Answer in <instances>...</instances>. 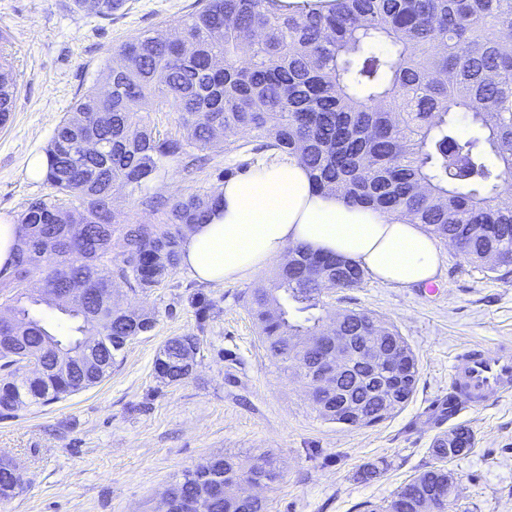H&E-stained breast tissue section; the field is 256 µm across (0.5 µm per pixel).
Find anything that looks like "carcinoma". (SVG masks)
<instances>
[{"label":"carcinoma","instance_id":"1","mask_svg":"<svg viewBox=\"0 0 512 512\" xmlns=\"http://www.w3.org/2000/svg\"><path fill=\"white\" fill-rule=\"evenodd\" d=\"M276 0H203L183 20L180 34L138 35L125 42L103 70V91H88L56 127L46 148V180L53 192L30 203L21 231L30 249H17L13 270L0 281V312L16 322L0 327V414L51 404L102 383L132 336L153 330L156 314L124 307L119 290L103 282L105 267L133 292L150 293L180 265L186 231L206 221L216 194L175 201L157 224H128L112 202L120 183L128 196L155 206L148 184L185 147L206 151L243 148L250 131L259 149L296 157L316 186L351 204L408 217L435 237L455 243L471 263L489 272L512 267V0H337L327 15L280 12ZM177 114L180 139L159 138L150 113ZM469 121L477 137H458L449 125ZM93 128L98 149H85ZM494 154L498 165L487 163ZM74 198L67 207L60 198ZM295 247L268 283L251 289L248 310L261 346L283 371L304 380L308 351L294 339L324 334L331 317L328 287L354 288L364 270L348 261ZM38 277L50 288L101 291L78 309L53 298L37 300L20 286ZM45 304L73 321L72 336L52 334L31 308ZM366 312L346 309L339 328L354 334ZM371 345L401 347L408 364L397 405L413 397L417 359L397 328L378 321ZM200 348L195 335L174 336L161 347L154 370L166 385L187 379ZM33 358L39 373L11 369L14 357ZM319 417L348 427L382 422L336 415V396L315 406ZM447 436L436 437V464L398 487L389 503L371 512H419L426 499L435 512L459 507L458 485L448 486ZM15 463L0 457V503L19 495ZM280 477L273 461L214 455L171 485L185 500L201 485L224 484V497L203 499L196 512H268L264 498L240 500L245 482Z\"/></svg>","mask_w":512,"mask_h":512}]
</instances>
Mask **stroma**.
<instances>
[{"instance_id": "1", "label": "stroma", "mask_w": 512, "mask_h": 512, "mask_svg": "<svg viewBox=\"0 0 512 512\" xmlns=\"http://www.w3.org/2000/svg\"><path fill=\"white\" fill-rule=\"evenodd\" d=\"M200 0H126L112 19L74 0H0V53L17 75V108L0 127V217L19 221L50 188L31 177L73 103L98 82L104 63L137 34L176 35ZM243 149L207 151L186 174L172 161L147 193L173 202L217 192L227 169L255 168L254 134ZM436 294L365 277L356 288L328 291L329 312L364 311L396 326L416 356L412 399L383 422L346 428L323 420L302 382L265 355L246 307L268 270L221 285L177 268L150 294H128L131 308L153 310L152 332L126 346L98 386L47 406L0 416V456L25 482L0 512H158L165 490L203 459L224 452L273 457L278 482L264 490L269 512H368L433 464V438L457 425L473 432L454 470L463 512H512V394L437 420L457 357L474 345L512 344V274L476 268L453 246L439 245ZM199 337L193 373L161 383L154 361L173 336ZM381 471L370 478L369 465Z\"/></svg>"}]
</instances>
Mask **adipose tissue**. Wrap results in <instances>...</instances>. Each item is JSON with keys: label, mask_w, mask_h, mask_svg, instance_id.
<instances>
[{"label": "adipose tissue", "mask_w": 512, "mask_h": 512, "mask_svg": "<svg viewBox=\"0 0 512 512\" xmlns=\"http://www.w3.org/2000/svg\"><path fill=\"white\" fill-rule=\"evenodd\" d=\"M219 194L181 243V264L198 281L236 280L300 245L354 260L389 285H425L438 274L437 242L421 225L318 190L297 159L228 179Z\"/></svg>", "instance_id": "1"}]
</instances>
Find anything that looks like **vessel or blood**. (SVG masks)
<instances>
[{
    "label": "vessel or blood",
    "mask_w": 512,
    "mask_h": 512,
    "mask_svg": "<svg viewBox=\"0 0 512 512\" xmlns=\"http://www.w3.org/2000/svg\"><path fill=\"white\" fill-rule=\"evenodd\" d=\"M511 389V346L480 345L459 354L450 385V394L457 402L486 407Z\"/></svg>",
    "instance_id": "b4317fda"
}]
</instances>
